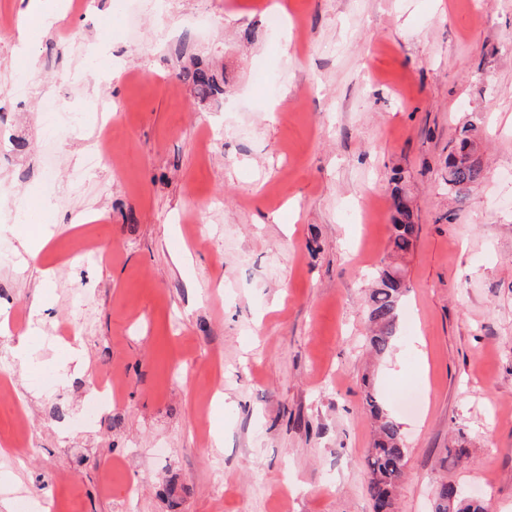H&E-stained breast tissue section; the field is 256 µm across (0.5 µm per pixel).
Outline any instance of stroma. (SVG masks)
<instances>
[{
	"label": "stroma",
	"mask_w": 512,
	"mask_h": 512,
	"mask_svg": "<svg viewBox=\"0 0 512 512\" xmlns=\"http://www.w3.org/2000/svg\"><path fill=\"white\" fill-rule=\"evenodd\" d=\"M150 3L83 0L24 56L0 30V512H372L367 378L407 448L395 512H432L443 479L512 512V0H165L161 29ZM194 59L223 70L221 105L183 80ZM22 65L87 122L51 133L16 100ZM465 124L486 175L458 202ZM106 132L124 167L72 182ZM43 192L57 225L32 259L12 215ZM400 201L419 233L376 360L366 298ZM87 227L99 250L71 260Z\"/></svg>",
	"instance_id": "35a3bbf8"
}]
</instances>
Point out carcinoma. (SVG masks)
I'll return each instance as SVG.
<instances>
[{"mask_svg": "<svg viewBox=\"0 0 512 512\" xmlns=\"http://www.w3.org/2000/svg\"><path fill=\"white\" fill-rule=\"evenodd\" d=\"M182 77L194 90L200 101L224 95V76L209 65L194 61L183 69ZM475 130L471 124L461 128L458 144L448 155V178L445 185L448 193L461 201L467 191L484 178L485 170L478 158L462 153L470 133ZM400 218L394 221L391 249L395 258H404L410 251L419 232L412 223L406 208L399 210ZM377 287L370 294L368 308L372 334L366 338L368 347L378 356L384 355L395 339L398 312L404 293L402 268L388 264L377 272ZM366 411L375 427L372 448L367 450L365 463L370 474L369 496L373 512H391L394 496L403 475L406 448L400 426L384 411L376 395H365ZM458 485L443 482L433 503V512H484L483 505L456 492Z\"/></svg>", "mask_w": 512, "mask_h": 512, "instance_id": "carcinoma-1", "label": "carcinoma"}]
</instances>
